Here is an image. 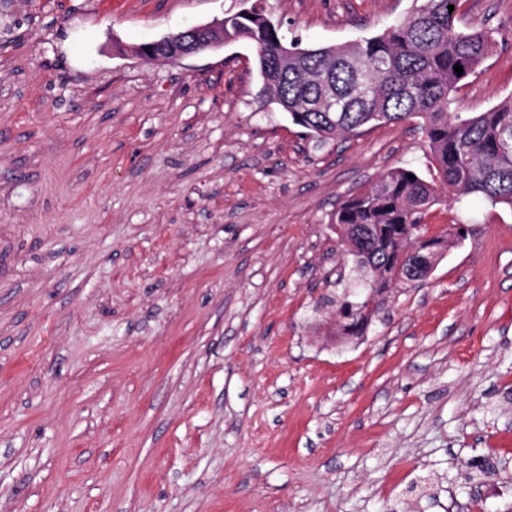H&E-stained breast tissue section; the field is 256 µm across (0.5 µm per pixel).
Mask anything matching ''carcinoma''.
Listing matches in <instances>:
<instances>
[{
	"instance_id": "carcinoma-1",
	"label": "carcinoma",
	"mask_w": 512,
	"mask_h": 512,
	"mask_svg": "<svg viewBox=\"0 0 512 512\" xmlns=\"http://www.w3.org/2000/svg\"><path fill=\"white\" fill-rule=\"evenodd\" d=\"M460 0H425L404 21L352 44L284 46L261 2L251 13L224 17V39L247 40L272 101L306 136L323 145L368 124L423 120L429 162L436 177L398 167L336 207L332 224L348 225L346 255L358 271V287L336 296L351 336L366 335L397 283L401 245L417 238V225L440 194L474 195L512 207V97L485 112H450L453 88L492 51L487 32L456 24ZM463 68V74L454 66ZM460 231L428 238L436 250L457 245ZM371 315L360 314L368 298Z\"/></svg>"
}]
</instances>
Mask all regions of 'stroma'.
I'll return each instance as SVG.
<instances>
[{
    "mask_svg": "<svg viewBox=\"0 0 512 512\" xmlns=\"http://www.w3.org/2000/svg\"><path fill=\"white\" fill-rule=\"evenodd\" d=\"M262 4L310 48L417 6ZM244 6L0 0V512H512V207L440 198L431 234H470L324 347L316 305L353 283L333 212L427 174V142L413 118L316 145L245 41L131 53ZM458 18L493 49L453 109L484 112L512 96V0Z\"/></svg>",
    "mask_w": 512,
    "mask_h": 512,
    "instance_id": "stroma-1",
    "label": "stroma"
}]
</instances>
